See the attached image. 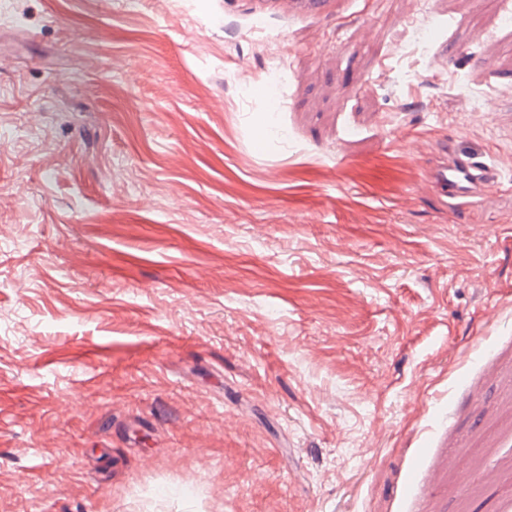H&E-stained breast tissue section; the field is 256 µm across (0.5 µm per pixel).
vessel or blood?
<instances>
[{"label":"vessel or blood","instance_id":"vessel-or-blood-1","mask_svg":"<svg viewBox=\"0 0 512 512\" xmlns=\"http://www.w3.org/2000/svg\"><path fill=\"white\" fill-rule=\"evenodd\" d=\"M497 181L498 173L493 166L476 154L457 151L434 170L427 187L443 197H468Z\"/></svg>","mask_w":512,"mask_h":512}]
</instances>
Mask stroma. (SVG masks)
I'll return each mask as SVG.
<instances>
[{"label": "stroma", "instance_id": "35a3bbf8", "mask_svg": "<svg viewBox=\"0 0 512 512\" xmlns=\"http://www.w3.org/2000/svg\"><path fill=\"white\" fill-rule=\"evenodd\" d=\"M511 12L0 0V512H512ZM498 182L497 170L474 153L454 148L448 164L438 166L424 187L443 197H468Z\"/></svg>", "mask_w": 512, "mask_h": 512}]
</instances>
